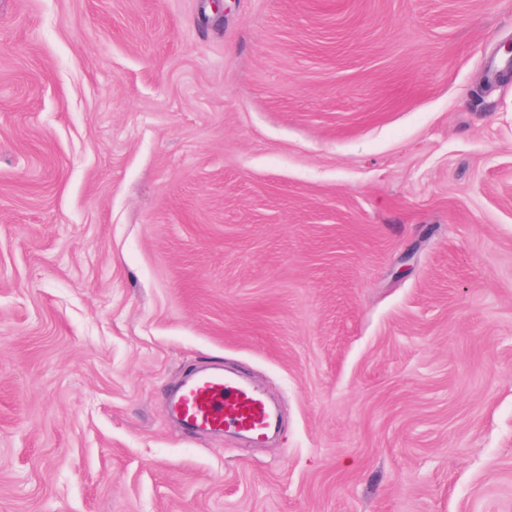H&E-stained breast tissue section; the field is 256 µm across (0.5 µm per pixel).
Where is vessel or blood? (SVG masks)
Listing matches in <instances>:
<instances>
[{"label":"vessel or blood","mask_w":512,"mask_h":512,"mask_svg":"<svg viewBox=\"0 0 512 512\" xmlns=\"http://www.w3.org/2000/svg\"><path fill=\"white\" fill-rule=\"evenodd\" d=\"M176 410L188 427L242 431L257 439L265 436L271 423L269 409L257 391L211 364L200 366L185 384Z\"/></svg>","instance_id":"1"}]
</instances>
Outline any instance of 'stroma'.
Wrapping results in <instances>:
<instances>
[{"label": "stroma", "mask_w": 512, "mask_h": 512, "mask_svg": "<svg viewBox=\"0 0 512 512\" xmlns=\"http://www.w3.org/2000/svg\"><path fill=\"white\" fill-rule=\"evenodd\" d=\"M512 0H0V512H512ZM274 400L192 435L196 366Z\"/></svg>", "instance_id": "35a3bbf8"}]
</instances>
